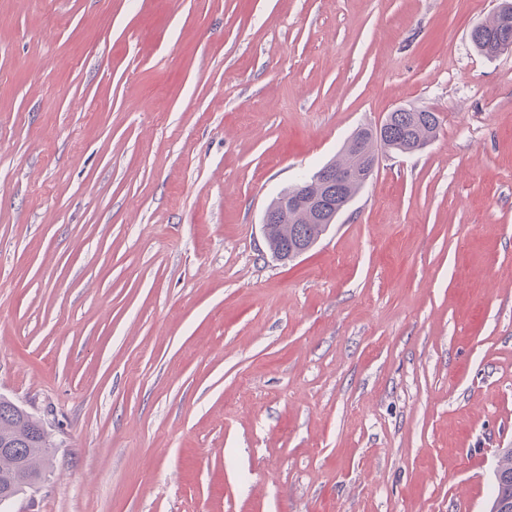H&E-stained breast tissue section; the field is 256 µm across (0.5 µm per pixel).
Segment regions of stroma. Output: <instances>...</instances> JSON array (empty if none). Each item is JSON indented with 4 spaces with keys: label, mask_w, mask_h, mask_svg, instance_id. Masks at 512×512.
Segmentation results:
<instances>
[{
    "label": "stroma",
    "mask_w": 512,
    "mask_h": 512,
    "mask_svg": "<svg viewBox=\"0 0 512 512\" xmlns=\"http://www.w3.org/2000/svg\"><path fill=\"white\" fill-rule=\"evenodd\" d=\"M502 0H0V395L43 418L12 512H488L512 448ZM399 106L318 243L263 215ZM502 13L503 11L501 9L497 12L495 18L476 23V25L484 29L485 41L478 44L472 41V43L476 50L486 57H495L504 51H509L507 47L506 49L504 47L498 51L501 45L500 41L504 46L510 44L512 48V13L511 21L508 24L505 23ZM506 42L509 43L505 44ZM408 110V112H396L394 110L389 112L385 118L388 120L394 117L395 126L400 129L395 137L383 142L376 136L373 128H359L343 149L342 157L339 160L330 161L309 178L287 187L271 202L267 209L279 211L280 217L269 225L274 219V214L272 211H265L262 228L264 237L266 235V246L272 257L285 263L301 256L306 252L305 250L297 251L294 255L295 258L290 256V253L292 250L295 251L299 248L311 249L316 244L319 236L327 231L339 214L341 208L326 216L323 223H328L329 226L327 227V224L319 223V211L314 202L302 209H288V207L303 203L301 198L288 197L292 193L297 192L303 194V196L316 198L325 195V190L319 183V178H317L319 172L323 170L320 173L321 179L324 185L330 189L329 192L338 193L341 180L336 174L350 168L360 170L361 173L358 174L357 178L348 181L341 188L342 199L345 202H350L372 178L374 173L370 172L369 165L375 157H378L379 148L386 151L411 153L421 149L435 137L439 127L437 114L429 110H416L410 107ZM324 169H329L336 178ZM286 200L287 204L283 207Z\"/></svg>",
    "instance_id": "35a3bbf8"
}]
</instances>
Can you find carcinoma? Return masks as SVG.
Wrapping results in <instances>:
<instances>
[{"label": "carcinoma", "instance_id": "1", "mask_svg": "<svg viewBox=\"0 0 512 512\" xmlns=\"http://www.w3.org/2000/svg\"><path fill=\"white\" fill-rule=\"evenodd\" d=\"M484 29L485 41L475 45L486 57L500 54V43L512 45V22L505 23L502 12L495 18L479 23ZM394 119L398 134L383 142L371 127L359 128L342 151V157L333 160L324 168L333 174L346 169L360 170L358 177L341 188L342 199L352 201L354 196L372 178L369 165L379 155V150L411 153L421 149L436 135L439 118L429 110L409 109L407 112L388 113ZM321 198L325 190L319 183L318 173L284 189L268 206L280 212L277 221L269 225L266 246L272 257L290 262L291 251L312 248L319 236L327 231V225L319 223L318 207L314 204L302 209H289L284 201L292 193ZM54 447L51 430L47 424L26 408L0 396V512H8L12 502L26 490L45 480L50 460V448ZM509 502L512 512V448L500 454L495 471V485L489 512H494L497 503Z\"/></svg>", "mask_w": 512, "mask_h": 512}]
</instances>
